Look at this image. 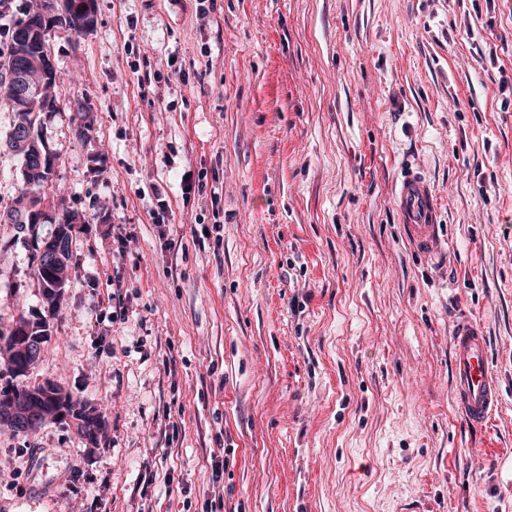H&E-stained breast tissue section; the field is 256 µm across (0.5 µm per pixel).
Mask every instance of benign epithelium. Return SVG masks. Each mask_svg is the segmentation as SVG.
Instances as JSON below:
<instances>
[{"label":"benign epithelium","mask_w":512,"mask_h":512,"mask_svg":"<svg viewBox=\"0 0 512 512\" xmlns=\"http://www.w3.org/2000/svg\"><path fill=\"white\" fill-rule=\"evenodd\" d=\"M61 11L56 8L52 0H46L39 12L22 19L20 28L24 37H37L44 34L58 18ZM56 63L48 52L43 50L37 62V67H21L8 72L7 81L13 88L10 100L11 111L15 120L20 122L23 113L30 111L32 104L41 103L42 112L48 114L60 109L56 98L47 93L49 82L56 80ZM5 148L14 155L28 157L34 155L38 158V166L22 168V173L31 183L38 186L52 178L56 155L52 152L48 142L40 143L35 133L19 137L10 134L8 138L0 141V148ZM50 216V210L45 204V196L39 192H27L15 197L11 205L0 210L1 224H40ZM67 223L60 226L58 239L50 244H42L38 248L37 263L49 262L58 270V280L55 288L45 296L44 311L37 312L29 317L20 318L13 327L15 334L12 352L19 354L26 362L30 361L36 352L42 349L49 336L48 316L52 314L53 307L62 297L66 280L71 276L70 257L63 248L65 240L73 236L75 225L82 223L79 215L66 214ZM39 398L28 401L19 396L13 388L0 389V427L15 433L27 434L35 422L47 421L54 417L41 400L55 396L58 385L46 380L38 385Z\"/></svg>","instance_id":"1"}]
</instances>
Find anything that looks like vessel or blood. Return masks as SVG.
<instances>
[{
    "label": "vessel or blood",
    "instance_id": "vessel-or-blood-1",
    "mask_svg": "<svg viewBox=\"0 0 512 512\" xmlns=\"http://www.w3.org/2000/svg\"><path fill=\"white\" fill-rule=\"evenodd\" d=\"M393 199L404 239L422 255L436 254L441 204L431 183L420 173L407 171L394 185ZM454 399L464 421L483 428L498 412L501 387L490 366L489 349L481 326L468 317L456 326Z\"/></svg>",
    "mask_w": 512,
    "mask_h": 512
}]
</instances>
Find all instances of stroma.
<instances>
[{
	"label": "stroma",
	"mask_w": 512,
	"mask_h": 512,
	"mask_svg": "<svg viewBox=\"0 0 512 512\" xmlns=\"http://www.w3.org/2000/svg\"><path fill=\"white\" fill-rule=\"evenodd\" d=\"M94 8L47 46L72 274L0 386L53 380L106 427L0 430V512H512V0ZM409 165L431 259L393 204ZM54 231L0 223V332L41 309ZM464 314L503 389L480 430L452 401ZM393 199L410 248L418 254L435 255L441 204L431 183L418 172L405 171L395 182Z\"/></svg>",
	"instance_id": "1"
}]
</instances>
